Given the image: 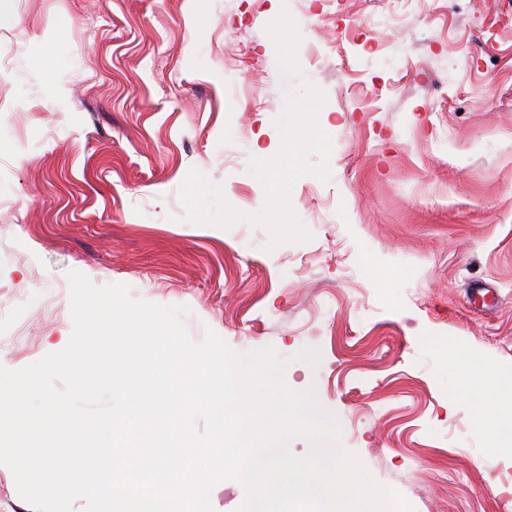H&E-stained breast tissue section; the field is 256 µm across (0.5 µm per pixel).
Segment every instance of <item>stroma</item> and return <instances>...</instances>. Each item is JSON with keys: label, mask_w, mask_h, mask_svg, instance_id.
Masks as SVG:
<instances>
[{"label": "stroma", "mask_w": 512, "mask_h": 512, "mask_svg": "<svg viewBox=\"0 0 512 512\" xmlns=\"http://www.w3.org/2000/svg\"><path fill=\"white\" fill-rule=\"evenodd\" d=\"M289 9L326 101L331 179L291 204L312 239L184 222L190 169L264 202ZM0 25V365L70 338L69 281L184 305L192 341L289 359L341 445L413 512H512V455L480 412L512 379V0H12ZM52 72L37 61L56 34ZM488 289L473 299V288ZM315 350L317 365L296 360ZM472 372L457 373L464 359Z\"/></svg>", "instance_id": "stroma-1"}]
</instances>
